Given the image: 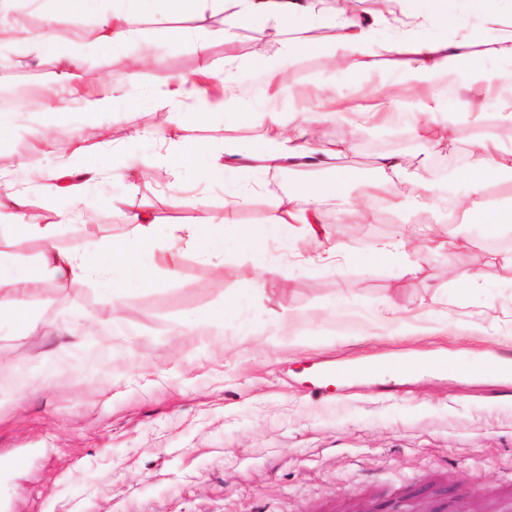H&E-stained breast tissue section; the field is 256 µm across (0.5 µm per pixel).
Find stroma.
I'll return each mask as SVG.
<instances>
[{
	"instance_id": "stroma-1",
	"label": "stroma",
	"mask_w": 512,
	"mask_h": 512,
	"mask_svg": "<svg viewBox=\"0 0 512 512\" xmlns=\"http://www.w3.org/2000/svg\"><path fill=\"white\" fill-rule=\"evenodd\" d=\"M118 0H98L79 17L56 16L49 0H12L0 23L39 35L26 52L0 42V86L27 84L33 93L55 78L71 55L83 58V83L111 85L126 99L116 111L87 122L77 104L60 120L27 99L10 106L18 131L0 133V172L26 178L28 170L63 162L82 167L105 144L137 156L148 149L140 134L174 108H195L197 94L174 103L164 83L200 64L194 45L209 38V61L222 69L234 59L247 93L235 109L210 111L185 131L189 161L181 173L160 167L158 177L126 182L100 176L86 190V208L62 225L58 247L102 246L128 233L123 198L151 203L154 222L207 224L224 209L227 186L195 177L196 144L263 146L272 129L262 111L318 112L320 99L339 95L348 107L396 99L385 122L323 125L325 149L336 169L277 168L258 177L260 195L239 207L224 228V263L185 252L175 279L137 288L112 311L90 280L29 284L28 327L0 323V512H347L360 496L378 512H408L427 502L433 512H466L468 501L494 487L503 512H512V388L479 374L490 349L512 358V270L476 224L446 222L440 195L427 198L435 157L475 158L486 131H501L495 92L458 87L444 101L454 136L433 146L414 127L429 118L426 91L399 80L397 56L385 43L393 28L374 34L371 69L333 55L337 31L322 28L313 48H290L264 36L275 21L240 29L232 42L216 35L223 4L186 19L147 0L151 16L138 41L113 53L91 50L84 33L97 29ZM477 32L471 50L481 68H499L492 33L466 10L451 23L430 26L442 40ZM285 58L294 100L277 95L252 64L255 45ZM150 51L148 68L132 78L126 58ZM87 152L71 155L75 135ZM398 160L385 173L380 158ZM350 172L346 200L323 199L327 230L320 253L301 243L269 241L266 272L236 245L239 226L266 223L270 201L308 181L332 182ZM389 179L410 200L408 209H378L365 235L348 237L354 218L347 199ZM176 196L200 206L176 208ZM413 230L405 251L373 252L378 242ZM459 237L463 246L439 253L418 243ZM480 270L481 286L459 294L449 270ZM240 302V318L223 327L199 324L206 311ZM415 318L418 329L388 335L380 324L387 302ZM450 358L465 377L438 371L400 374L406 359ZM376 365L358 378H325L328 365Z\"/></svg>"
}]
</instances>
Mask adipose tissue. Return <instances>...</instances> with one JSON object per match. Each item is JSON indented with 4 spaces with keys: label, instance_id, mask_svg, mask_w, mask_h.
<instances>
[{
    "label": "adipose tissue",
    "instance_id": "1",
    "mask_svg": "<svg viewBox=\"0 0 512 512\" xmlns=\"http://www.w3.org/2000/svg\"><path fill=\"white\" fill-rule=\"evenodd\" d=\"M122 10L103 17L95 49L114 51L140 35L143 0H124ZM234 8L224 16V26L218 35L222 39L232 38L236 31L257 18L273 16L280 18L289 31L298 35L302 44L316 42V31L325 23V16L317 11L313 0H233ZM457 0H427L426 12L402 22L399 37L390 44L391 52L400 56V67L405 81L428 88L433 102H440L448 93L442 79L447 75L460 76L467 85L483 84L503 86L512 81V7H505V0H465L467 7L486 22L496 27V56L501 64L498 73L490 74L475 68L470 61L468 40L438 41L423 36V29L452 14ZM338 31L336 50L349 55L356 68L365 69L371 64L373 55V26L351 8L344 7L335 16ZM196 52L200 67L189 76L167 84L164 94L169 99L182 98L187 89L213 81L224 87L222 109H232L241 100L240 74L233 67L223 72L212 68L208 57L207 41H197ZM67 91L79 102L87 120H95L103 112L115 111L118 102L111 87L95 92L82 89V75L78 60H69L58 74L54 85L47 90L48 98H58L60 91ZM204 110L180 109L171 112L168 128L154 131L150 140L155 150L142 155L140 164H133L122 148L112 147L102 151L96 164L79 172L58 168L39 173L46 194L59 191L72 194L76 201H83L84 188L102 174L123 178L137 177L143 168L154 165L174 169L183 165V155L172 141L175 130H183L203 120ZM266 118L275 131L272 145L239 153L211 145L198 146L202 161L195 174L204 181L223 180L226 172L240 173L245 183L233 190L224 201L223 214L211 223L192 226L174 224L160 227L150 219L147 208L133 206L129 222L131 230L123 239L93 250L68 251L55 246L60 232L56 224H30L21 211L23 202L19 194H0V218L12 220L15 233L41 240L45 249L37 266H25L5 252L0 251V288L7 290L20 283L35 282L38 275L46 274L57 280L92 279L101 292L109 298L131 289L155 283L158 267L149 262L162 238L169 237L182 243L183 248L194 250L210 263L224 262V248L220 240L224 226L229 223L238 207L258 194L261 185L257 174L270 168L293 165L307 168L333 167L332 154L312 146L317 136L314 123L294 124L286 121L280 113H267ZM477 161L464 173L468 185L465 198L454 205L461 212L465 223L478 224L488 236L499 234L504 225L512 224V195L505 198L490 196V186L501 182L505 173H512V153H503L494 136H487L477 144ZM346 186L345 175H338L330 184L307 182L297 195L276 199L266 224L245 225L240 229L243 249L259 252L262 244L272 238H286L303 242L316 248L321 244L316 201L340 195Z\"/></svg>",
    "mask_w": 512,
    "mask_h": 512
}]
</instances>
